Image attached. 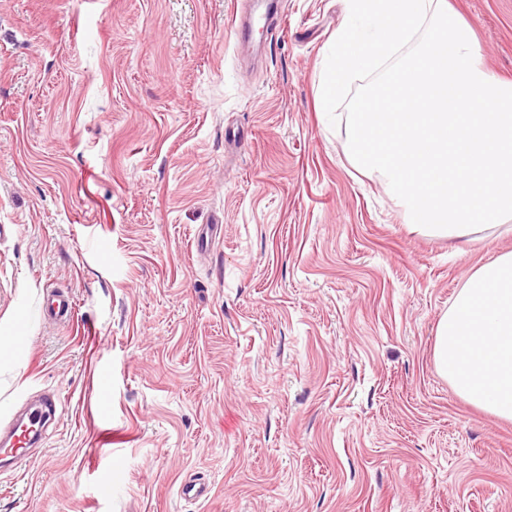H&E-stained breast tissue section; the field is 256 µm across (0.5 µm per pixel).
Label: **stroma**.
Masks as SVG:
<instances>
[{
    "mask_svg": "<svg viewBox=\"0 0 512 512\" xmlns=\"http://www.w3.org/2000/svg\"><path fill=\"white\" fill-rule=\"evenodd\" d=\"M448 2L512 79V0ZM260 3L0 0V430L56 409L0 512H512V422L434 363L512 233L413 229L319 110L346 0Z\"/></svg>",
    "mask_w": 512,
    "mask_h": 512,
    "instance_id": "1",
    "label": "stroma"
}]
</instances>
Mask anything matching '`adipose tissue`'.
Returning a JSON list of instances; mask_svg holds the SVG:
<instances>
[{"label":"adipose tissue","mask_w":512,"mask_h":512,"mask_svg":"<svg viewBox=\"0 0 512 512\" xmlns=\"http://www.w3.org/2000/svg\"><path fill=\"white\" fill-rule=\"evenodd\" d=\"M434 359L465 401L512 421V252L468 278L437 325Z\"/></svg>","instance_id":"1"}]
</instances>
